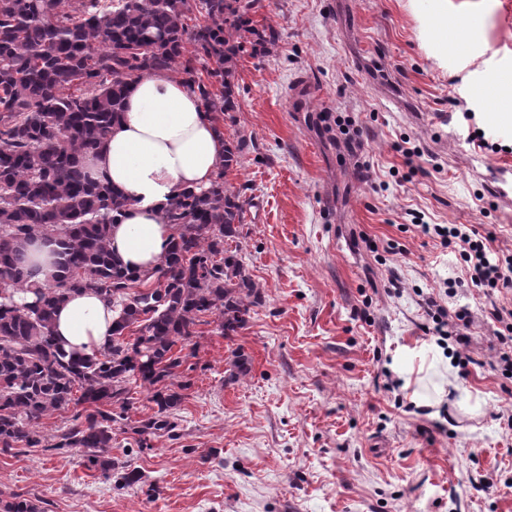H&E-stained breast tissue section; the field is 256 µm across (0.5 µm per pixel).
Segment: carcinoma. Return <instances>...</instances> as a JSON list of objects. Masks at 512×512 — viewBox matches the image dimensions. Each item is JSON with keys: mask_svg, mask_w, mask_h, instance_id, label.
Masks as SVG:
<instances>
[{"mask_svg": "<svg viewBox=\"0 0 512 512\" xmlns=\"http://www.w3.org/2000/svg\"><path fill=\"white\" fill-rule=\"evenodd\" d=\"M259 8L261 0H0V451L42 446L43 419L74 401L94 410L53 449L80 448L104 472L114 466L112 426H130L140 448L148 436H174L171 411L190 387L195 356L174 346L190 345L197 327L213 322L222 336L237 335L261 302L238 258L244 201L225 180L245 138L224 140L209 188L176 195L166 213L172 238L151 273L113 258L109 226L127 198L85 170L130 86L158 71L198 91L223 129L245 44L273 42L252 26ZM43 236L60 246L58 273L45 286L29 282L21 252ZM81 290L118 311L112 342L95 356L64 351L53 333L56 308ZM134 386L151 393L157 412L131 426ZM104 402L112 410L100 409Z\"/></svg>", "mask_w": 512, "mask_h": 512, "instance_id": "1", "label": "carcinoma"}]
</instances>
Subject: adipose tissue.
Returning <instances> with one entry per match:
<instances>
[{
  "label": "adipose tissue",
  "mask_w": 512,
  "mask_h": 512,
  "mask_svg": "<svg viewBox=\"0 0 512 512\" xmlns=\"http://www.w3.org/2000/svg\"><path fill=\"white\" fill-rule=\"evenodd\" d=\"M224 142L207 117L197 92L167 72L135 82L97 155L87 161L93 179L121 190L129 204L109 231L114 256L126 267L160 266L172 234L169 200L183 190L199 191L214 180ZM115 313L98 294H72L54 321L60 346L92 356L112 339Z\"/></svg>",
  "instance_id": "ef3b65f1"
}]
</instances>
